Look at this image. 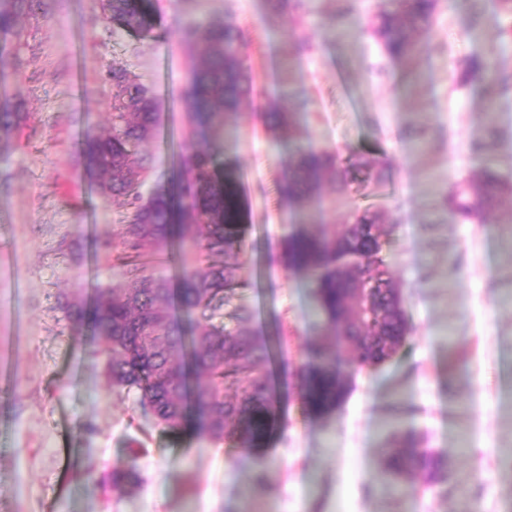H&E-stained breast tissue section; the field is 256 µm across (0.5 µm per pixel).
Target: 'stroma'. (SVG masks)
I'll return each mask as SVG.
<instances>
[{"label":"stroma","instance_id":"obj_1","mask_svg":"<svg viewBox=\"0 0 512 512\" xmlns=\"http://www.w3.org/2000/svg\"><path fill=\"white\" fill-rule=\"evenodd\" d=\"M151 0V30L112 35L95 22L100 0H51L19 23L21 64L0 72V93L23 120L0 145V512H512V189L482 222L459 224L443 206L451 187L491 159L512 181V84L462 82L474 59L512 71V17L497 0H439L421 51L389 58L372 35L379 0ZM233 18L257 90L229 121L232 140L187 109L192 69L179 20ZM119 62L154 90L157 130L143 149L144 189L169 184L189 148L216 154L239 179L248 226L233 261L249 283L224 309H251L252 330L279 336L277 389L312 345L333 343L283 242L357 210L392 225L386 251L411 331L388 363L354 373L332 413L286 400L266 447L252 455L208 437L174 433L112 388L88 328L69 323L62 296L92 298L120 281L105 245L121 219L101 197L77 146L109 128ZM291 112V128L267 115ZM335 153L341 165L381 160L374 183L357 170L346 191L324 181L320 207L282 203L277 186L295 146ZM457 261L449 275V261ZM457 336L456 355L448 353ZM400 420L443 455L449 485L414 478L413 506L382 487V429ZM140 450L139 485L115 491L113 463Z\"/></svg>","mask_w":512,"mask_h":512}]
</instances>
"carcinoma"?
Segmentation results:
<instances>
[{"mask_svg": "<svg viewBox=\"0 0 512 512\" xmlns=\"http://www.w3.org/2000/svg\"><path fill=\"white\" fill-rule=\"evenodd\" d=\"M437 0H380L374 26L386 53L395 59L414 55L419 37L428 33ZM45 0H0V65L14 57L11 39L19 36L18 16ZM104 30L139 37L147 29L142 0H107L102 6ZM179 37L197 64L185 94L188 109L203 116L214 131L254 91V75L243 56V35L230 20L179 22ZM497 72L491 59L472 62L466 81H484ZM112 85L111 132L82 140L78 154L90 177L108 198L125 209L113 245L120 283L106 287L96 302L66 300L69 320L91 327L98 357L105 361L112 386L134 389L141 409L173 432L194 429L217 442L251 451L273 433L279 400L271 382L277 353L268 336H257L253 313L238 307L235 326L220 319L235 288L248 282L238 268L216 258L242 250L246 225L238 179L224 172L215 156L189 150L181 160L177 193L165 189L143 195L140 176L150 166L141 146L156 130L152 89L114 64L106 74ZM22 113L0 98V140L19 126ZM336 187L348 186V169L335 157L309 145L288 161L279 193L288 202L315 204L325 176ZM507 186L494 163L483 164L478 179L455 185L446 198L448 214L458 223L484 219ZM392 230L366 211L340 232L320 226L317 233L293 235L285 241L287 270L301 276L317 298L326 324L343 347L344 366L320 345L316 362L298 367L296 396L301 405L325 413L343 398L348 375L390 360L410 332L400 291L383 257ZM177 241L180 275L175 284L156 273L167 261L163 247ZM176 307L188 326L174 321ZM389 488L408 498L407 479L427 474L446 484L450 474L438 454L408 439L389 449ZM112 487L124 490L140 482L136 458L119 461L109 473Z\"/></svg>", "mask_w": 512, "mask_h": 512, "instance_id": "carcinoma-1", "label": "carcinoma"}]
</instances>
